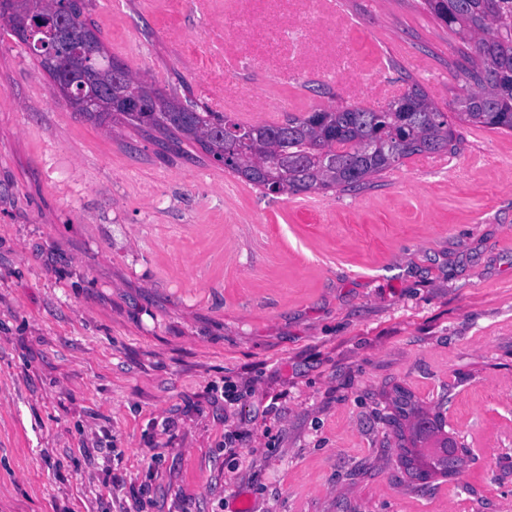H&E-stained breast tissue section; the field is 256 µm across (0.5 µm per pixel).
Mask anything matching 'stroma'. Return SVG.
Wrapping results in <instances>:
<instances>
[{
	"mask_svg": "<svg viewBox=\"0 0 512 512\" xmlns=\"http://www.w3.org/2000/svg\"><path fill=\"white\" fill-rule=\"evenodd\" d=\"M113 59L245 123L440 107L421 0H93ZM339 193L262 195L107 133L0 25V512H512V132ZM470 448L412 482L393 388Z\"/></svg>",
	"mask_w": 512,
	"mask_h": 512,
	"instance_id": "35a3bbf8",
	"label": "stroma"
}]
</instances>
